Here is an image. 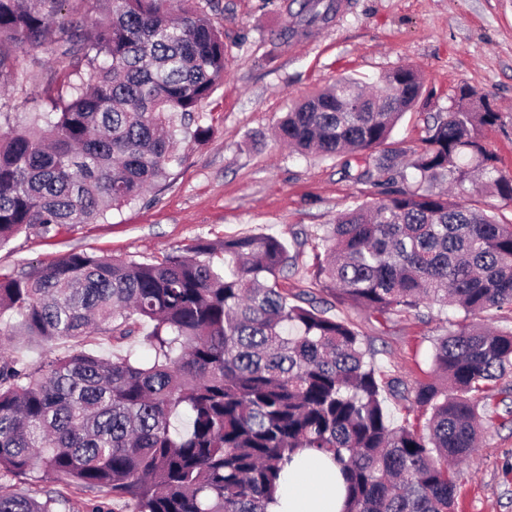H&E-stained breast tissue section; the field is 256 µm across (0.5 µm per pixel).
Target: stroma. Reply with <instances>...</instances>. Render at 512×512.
<instances>
[{
  "instance_id": "1",
  "label": "stroma",
  "mask_w": 512,
  "mask_h": 512,
  "mask_svg": "<svg viewBox=\"0 0 512 512\" xmlns=\"http://www.w3.org/2000/svg\"><path fill=\"white\" fill-rule=\"evenodd\" d=\"M212 13L224 31V80L203 104L207 141L178 145L181 165L141 199L52 239L23 233L0 248V272L20 274L69 251L108 254L140 263L162 257L197 237L271 234L284 239L295 261L279 284L289 298L315 290L314 249L338 213L379 198L386 182L414 188L409 162L425 146L436 115L457 105L468 89L471 105L490 103L504 116L485 142L503 174L512 176V0H344L329 22H316L289 42L279 29L299 9L295 0H223ZM34 78L12 94L17 112L61 90L63 64L35 49L19 57ZM409 65L423 78V95L389 140L402 162L357 183L343 158L303 156L277 144L273 132L290 107L343 75L377 81ZM327 317L352 323L370 350L381 386L392 379L415 385L432 372L434 339L459 319L454 309L380 318L324 295ZM512 371L489 392L474 454L459 466L455 512H512ZM15 492H55L58 512H131L127 499L76 490L68 476L35 471L9 480Z\"/></svg>"
}]
</instances>
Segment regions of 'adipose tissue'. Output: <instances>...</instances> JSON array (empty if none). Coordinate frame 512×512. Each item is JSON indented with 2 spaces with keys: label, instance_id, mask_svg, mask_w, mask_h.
Here are the masks:
<instances>
[{
  "label": "adipose tissue",
  "instance_id": "ef3b65f1",
  "mask_svg": "<svg viewBox=\"0 0 512 512\" xmlns=\"http://www.w3.org/2000/svg\"><path fill=\"white\" fill-rule=\"evenodd\" d=\"M344 505V483L333 460L305 450L286 469L278 501L268 512H343Z\"/></svg>",
  "mask_w": 512,
  "mask_h": 512
}]
</instances>
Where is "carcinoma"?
I'll return each instance as SVG.
<instances>
[{
  "label": "carcinoma",
  "mask_w": 512,
  "mask_h": 512,
  "mask_svg": "<svg viewBox=\"0 0 512 512\" xmlns=\"http://www.w3.org/2000/svg\"><path fill=\"white\" fill-rule=\"evenodd\" d=\"M0 0V246L21 233L53 238L142 197L182 162L174 142L224 79L219 0ZM303 0L288 41L331 6ZM41 48L71 63L66 96L12 122L8 92L27 81L18 53ZM87 68L82 73L81 68ZM384 105L363 81L342 77L296 104L278 137L322 157L365 154L386 143L423 89L400 66L382 75ZM500 112L456 109L435 117L410 163L414 189L336 216L315 256V278L342 302L385 316L456 306L461 319L434 343L437 378L393 393L430 412L427 432L391 422L360 332L310 296L295 304L278 286L293 260L272 235L196 238L152 263L71 251L21 275L0 274V335L73 342L37 366L0 352V476L63 473L85 494L109 491L133 512H267L302 448L323 452L346 485L345 512H452L457 472L480 427L479 400L512 370V332L482 313L512 314V222L435 191L470 193L464 156L512 206V178L481 131ZM224 263L213 262L216 253ZM143 341L154 361L84 349L99 333ZM186 415L178 429L173 420ZM57 496H21L0 483V512H57Z\"/></svg>",
  "instance_id": "cac0c4a2"
}]
</instances>
